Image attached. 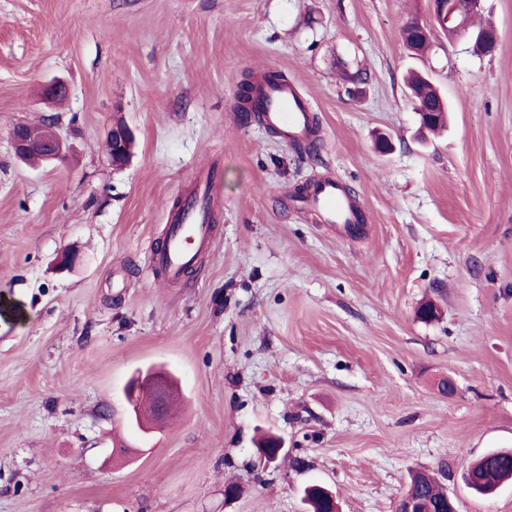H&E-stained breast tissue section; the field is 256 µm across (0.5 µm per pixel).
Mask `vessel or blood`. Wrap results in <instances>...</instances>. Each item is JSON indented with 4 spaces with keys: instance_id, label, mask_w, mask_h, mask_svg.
<instances>
[{
    "instance_id": "1",
    "label": "vessel or blood",
    "mask_w": 512,
    "mask_h": 512,
    "mask_svg": "<svg viewBox=\"0 0 512 512\" xmlns=\"http://www.w3.org/2000/svg\"><path fill=\"white\" fill-rule=\"evenodd\" d=\"M262 109L261 117L275 127L289 142H305L312 136L311 105L294 82L259 83L254 93ZM198 186L194 206L168 216L169 235L165 246L150 254V267L164 284L181 283L188 265L206 251L213 240L214 228L209 222L207 204L215 188L214 179L205 172L197 173ZM298 205L318 216L320 222L333 225L345 237L360 235L366 219L361 206L330 177L313 181Z\"/></svg>"
}]
</instances>
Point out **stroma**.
Returning a JSON list of instances; mask_svg holds the SVG:
<instances>
[{
    "label": "stroma",
    "mask_w": 512,
    "mask_h": 512,
    "mask_svg": "<svg viewBox=\"0 0 512 512\" xmlns=\"http://www.w3.org/2000/svg\"><path fill=\"white\" fill-rule=\"evenodd\" d=\"M483 16L492 53L440 34L417 57L398 33L428 0H0V512H306L313 484L340 512H396L416 471L458 512H512V484L462 480L512 449V0ZM411 69L448 102L442 135ZM272 71L311 102L318 152L238 112ZM56 77L72 93L51 110ZM49 118L68 159L18 161L11 129ZM204 168L213 247L162 285L149 254ZM325 175L362 202L361 236L295 206ZM147 367L183 401L142 432L124 389ZM264 435L287 448L266 468ZM433 84L430 83L427 78L422 77L421 74H414L408 79V87L411 93L415 94V99L419 101L418 106L421 112L417 113L421 117L422 127L426 129L428 125L438 120L436 115L439 112H449L447 103L445 104ZM425 108L428 112H426ZM446 126L447 124L441 121L428 126V130L438 132L443 130ZM109 142L112 145L110 154L112 164L119 167L125 165L132 154L134 143L132 132L124 126L112 128ZM110 143L108 144L109 149L111 148Z\"/></svg>",
    "instance_id": "1"
}]
</instances>
